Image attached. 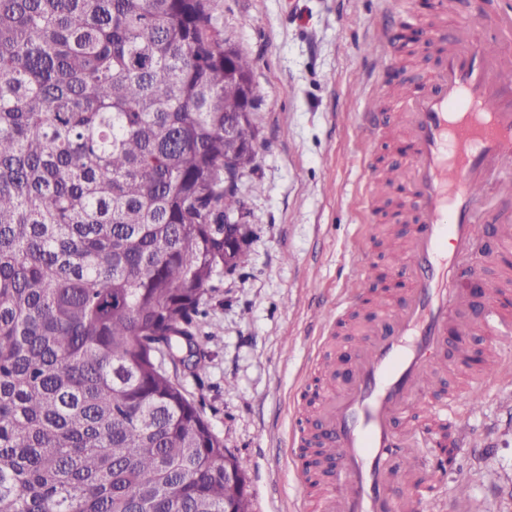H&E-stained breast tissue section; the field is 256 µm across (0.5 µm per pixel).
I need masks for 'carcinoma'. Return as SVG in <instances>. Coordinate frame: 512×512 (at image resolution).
Returning a JSON list of instances; mask_svg holds the SVG:
<instances>
[{"label":"carcinoma","mask_w":512,"mask_h":512,"mask_svg":"<svg viewBox=\"0 0 512 512\" xmlns=\"http://www.w3.org/2000/svg\"><path fill=\"white\" fill-rule=\"evenodd\" d=\"M221 0H0V512H225L208 286L257 158ZM234 121L224 136V113Z\"/></svg>","instance_id":"cac0c4a2"}]
</instances>
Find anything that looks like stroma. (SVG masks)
<instances>
[{
	"instance_id": "1",
	"label": "stroma",
	"mask_w": 512,
	"mask_h": 512,
	"mask_svg": "<svg viewBox=\"0 0 512 512\" xmlns=\"http://www.w3.org/2000/svg\"><path fill=\"white\" fill-rule=\"evenodd\" d=\"M429 0H221L224 44L247 52L255 164L237 179L248 261L204 296L197 334L206 369H178L186 391L236 457L252 512H320L300 487L289 437L316 387L314 320L335 304L357 246L364 179L355 118L382 78L365 51L372 21L420 20ZM493 377H449V424L464 420L457 456L426 512H512V333L472 336ZM479 392L471 405L462 390Z\"/></svg>"
}]
</instances>
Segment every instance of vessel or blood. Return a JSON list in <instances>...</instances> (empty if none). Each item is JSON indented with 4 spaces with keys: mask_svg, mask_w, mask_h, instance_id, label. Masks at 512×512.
Instances as JSON below:
<instances>
[{
    "mask_svg": "<svg viewBox=\"0 0 512 512\" xmlns=\"http://www.w3.org/2000/svg\"><path fill=\"white\" fill-rule=\"evenodd\" d=\"M447 0H437L423 18L438 44L426 79L398 90L397 110L367 105L356 122L357 142L370 172L361 196L399 194L405 235L402 269L410 282L402 298L377 304L353 351V372L336 379L327 358V380L308 430L321 446L332 481L323 512H423L416 482L435 476L430 457L410 458L407 437L432 440L447 417L434 388L455 370L468 350L466 339L483 325L512 324L500 304L512 290L491 284L488 315L476 319L463 284L487 238L512 243V219L497 203H512V53L487 48L488 38H512V9L488 16L480 29H451ZM402 131V158L377 176L372 147L387 128ZM367 261H354L344 282V300L324 319L332 337L341 318L366 305Z\"/></svg>",
    "mask_w": 512,
    "mask_h": 512,
    "instance_id": "vessel-or-blood-1",
    "label": "vessel or blood"
}]
</instances>
